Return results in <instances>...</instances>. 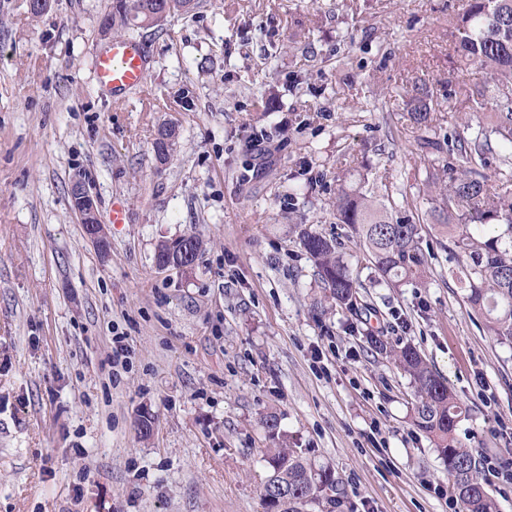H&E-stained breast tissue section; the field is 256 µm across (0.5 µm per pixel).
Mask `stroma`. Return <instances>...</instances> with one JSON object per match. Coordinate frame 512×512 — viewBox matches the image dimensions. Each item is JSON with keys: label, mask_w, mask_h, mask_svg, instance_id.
Masks as SVG:
<instances>
[{"label": "stroma", "mask_w": 512, "mask_h": 512, "mask_svg": "<svg viewBox=\"0 0 512 512\" xmlns=\"http://www.w3.org/2000/svg\"><path fill=\"white\" fill-rule=\"evenodd\" d=\"M27 3L0 0V512H263L270 413L342 480V512H450L410 379L374 336L416 346L467 407L462 444L512 465V345L449 274L403 104L421 76L444 132L481 120L455 94L483 81L448 31L467 0H202L135 31L147 87L122 102L92 69L110 0ZM366 164L416 222L427 276L388 285L348 246L371 307L355 316L324 307L297 226L334 232L329 202ZM77 178L107 251L71 207ZM187 233L193 266L159 269Z\"/></svg>", "instance_id": "stroma-1"}]
</instances>
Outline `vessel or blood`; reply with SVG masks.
Masks as SVG:
<instances>
[{
    "label": "vessel or blood",
    "mask_w": 512,
    "mask_h": 512,
    "mask_svg": "<svg viewBox=\"0 0 512 512\" xmlns=\"http://www.w3.org/2000/svg\"><path fill=\"white\" fill-rule=\"evenodd\" d=\"M149 60L142 41L116 38L100 49L94 57L93 68L97 84L122 96L143 85Z\"/></svg>",
    "instance_id": "1"
}]
</instances>
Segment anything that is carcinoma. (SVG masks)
Returning <instances> with one entry per match:
<instances>
[{
	"label": "carcinoma",
	"mask_w": 512,
	"mask_h": 512,
	"mask_svg": "<svg viewBox=\"0 0 512 512\" xmlns=\"http://www.w3.org/2000/svg\"><path fill=\"white\" fill-rule=\"evenodd\" d=\"M199 0H111L100 23L107 38L133 34L134 29L159 26L188 14ZM460 61L484 70L477 91L461 88L466 98L490 96L493 111L486 122L472 126L464 120L453 130L448 153L437 137L442 120L439 97L424 79L414 82L406 108L410 119L425 131L417 143L423 163L431 212L448 236V251L457 261L455 276L466 290V302L482 319L487 333L512 344V0H468L453 21ZM495 168L494 175L487 170ZM368 181L358 174L357 186H341L332 201L342 233L323 235L300 230V243L317 269L326 298L349 311L367 308L363 285L344 259L345 242L362 249L382 280L389 284L415 281L425 270L418 225L393 217L383 200L362 192ZM376 352L409 375L415 392L411 423L427 434L446 466L448 484L462 512H499L498 503L482 473L481 464L455 436L463 414L456 394L410 343L392 344L371 338ZM263 424L275 447L269 449L265 484L287 495L284 512H335L345 494L342 481L315 465L300 448L280 439L278 418Z\"/></svg>",
	"instance_id": "cac0c4a2"
}]
</instances>
